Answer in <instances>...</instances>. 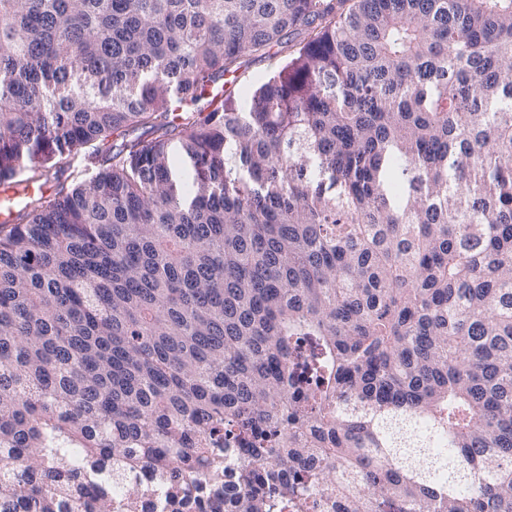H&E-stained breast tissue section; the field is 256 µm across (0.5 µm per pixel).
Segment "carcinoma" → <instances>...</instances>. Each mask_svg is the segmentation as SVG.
<instances>
[{
    "mask_svg": "<svg viewBox=\"0 0 512 512\" xmlns=\"http://www.w3.org/2000/svg\"><path fill=\"white\" fill-rule=\"evenodd\" d=\"M2 179L0 512H512V0H0ZM284 55L247 58L246 64L240 72V79L235 86H232L239 105L243 107L254 91L279 70L285 60ZM66 161L63 178L69 186L89 182L99 177L106 169V165H103L97 156L94 144H88L72 152ZM21 192L12 185L0 184V222H10Z\"/></svg>",
    "mask_w": 512,
    "mask_h": 512,
    "instance_id": "obj_1",
    "label": "carcinoma"
}]
</instances>
